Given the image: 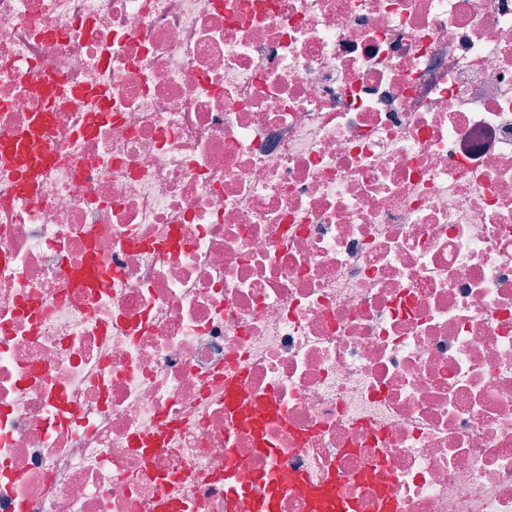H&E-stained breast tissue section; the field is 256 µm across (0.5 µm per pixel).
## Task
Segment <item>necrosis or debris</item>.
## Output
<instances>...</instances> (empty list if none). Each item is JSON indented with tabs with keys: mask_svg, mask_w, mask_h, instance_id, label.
Masks as SVG:
<instances>
[{
	"mask_svg": "<svg viewBox=\"0 0 512 512\" xmlns=\"http://www.w3.org/2000/svg\"><path fill=\"white\" fill-rule=\"evenodd\" d=\"M39 117L0 512H226L231 456L512 512V0H0V140Z\"/></svg>",
	"mask_w": 512,
	"mask_h": 512,
	"instance_id": "4bbe7bcc",
	"label": "necrosis or debris"
}]
</instances>
